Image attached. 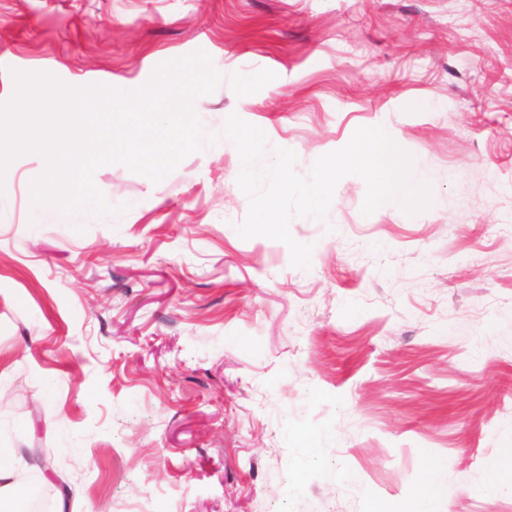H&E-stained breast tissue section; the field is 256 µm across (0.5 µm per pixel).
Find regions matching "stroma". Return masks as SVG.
Instances as JSON below:
<instances>
[{
    "label": "stroma",
    "instance_id": "1",
    "mask_svg": "<svg viewBox=\"0 0 512 512\" xmlns=\"http://www.w3.org/2000/svg\"><path fill=\"white\" fill-rule=\"evenodd\" d=\"M206 52L195 99L296 154L382 127L430 206L363 215L337 184L288 247L242 239L229 141L162 181H93L121 215L34 212L45 157L0 176V455L64 512H407L428 459L439 512H512V0H0L14 72L139 89ZM310 452L316 463L297 473ZM500 489L485 491L489 464Z\"/></svg>",
    "mask_w": 512,
    "mask_h": 512
}]
</instances>
